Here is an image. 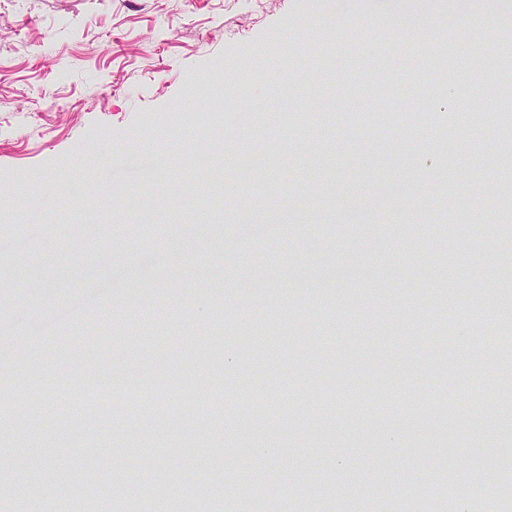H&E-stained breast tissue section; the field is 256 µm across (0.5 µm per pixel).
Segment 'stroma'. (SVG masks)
Wrapping results in <instances>:
<instances>
[{"mask_svg": "<svg viewBox=\"0 0 512 512\" xmlns=\"http://www.w3.org/2000/svg\"><path fill=\"white\" fill-rule=\"evenodd\" d=\"M400 5L0 0V366L26 390L0 409L37 407L0 434V512L64 466L145 512L188 471L214 512H297L313 490L325 512H386L473 470L500 484L512 361L473 321L512 308L485 276L512 257V148L498 97L456 95L512 64V6L415 0L502 24L410 55L382 35ZM159 369L223 393L69 401L79 371ZM354 392L389 406L338 412Z\"/></svg>", "mask_w": 512, "mask_h": 512, "instance_id": "35a3bbf8", "label": "stroma"}]
</instances>
